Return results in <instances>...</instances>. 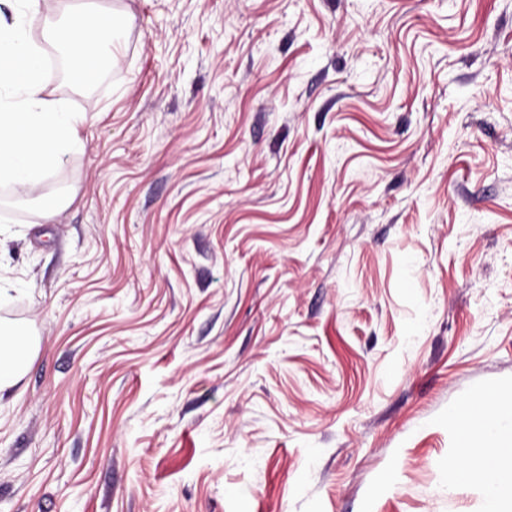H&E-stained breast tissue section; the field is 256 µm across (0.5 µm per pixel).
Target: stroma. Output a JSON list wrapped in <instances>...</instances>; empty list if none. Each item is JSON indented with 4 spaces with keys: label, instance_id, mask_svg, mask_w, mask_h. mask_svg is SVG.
Returning <instances> with one entry per match:
<instances>
[{
    "label": "stroma",
    "instance_id": "stroma-1",
    "mask_svg": "<svg viewBox=\"0 0 512 512\" xmlns=\"http://www.w3.org/2000/svg\"><path fill=\"white\" fill-rule=\"evenodd\" d=\"M112 87L0 191V512H482L512 397V0H97ZM59 198L45 216L40 196ZM31 357V341L0 326V393L18 383ZM484 403L489 421L478 434L471 435L460 448L459 459L448 463V488L463 483H476L484 488V512L512 511V461L511 453L502 448L512 445V402L488 400L479 395ZM498 458L497 468L489 470L488 459Z\"/></svg>",
    "mask_w": 512,
    "mask_h": 512
}]
</instances>
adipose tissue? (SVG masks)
Returning <instances> with one entry per match:
<instances>
[{
	"instance_id": "ef3b65f1",
	"label": "adipose tissue",
	"mask_w": 512,
	"mask_h": 512,
	"mask_svg": "<svg viewBox=\"0 0 512 512\" xmlns=\"http://www.w3.org/2000/svg\"><path fill=\"white\" fill-rule=\"evenodd\" d=\"M32 357V344L0 327V392L14 387ZM489 421L471 435L459 457L448 464V485L476 483L485 492L484 512H512V402L484 403Z\"/></svg>"
}]
</instances>
